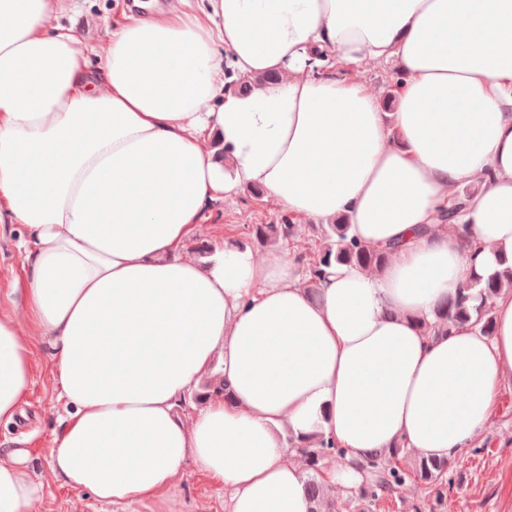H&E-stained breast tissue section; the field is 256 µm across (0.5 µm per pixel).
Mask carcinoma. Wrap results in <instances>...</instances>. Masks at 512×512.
<instances>
[{
  "instance_id": "1",
  "label": "carcinoma",
  "mask_w": 512,
  "mask_h": 512,
  "mask_svg": "<svg viewBox=\"0 0 512 512\" xmlns=\"http://www.w3.org/2000/svg\"><path fill=\"white\" fill-rule=\"evenodd\" d=\"M276 76L267 73L255 77H237L229 87L239 93H247L252 88L273 81ZM296 224L284 214L275 224H252L248 227L251 241L260 245L283 243L295 235ZM387 260V252L369 248L349 236V223L340 218L322 229L321 239L313 260L308 264V292L318 294L317 284L325 270L334 264L348 265L360 270H378ZM512 290V265L508 264L487 276H474L464 284L459 292L446 298L438 306L434 321H418L419 327L426 333L435 335L450 330L459 323L477 326L484 334L493 332L491 298L502 289ZM222 394L230 398L220 374H211L201 383L200 391L194 393L192 400L202 403L213 395ZM291 449L305 459L309 475L306 480L307 493L314 504L311 512H335V503L327 497L322 476V462L342 451L324 437L288 436ZM450 462L430 457L409 458L408 452L401 445H396L388 452H376L372 455L365 480L358 489V512H372L373 505L383 498L390 497L406 482L415 477L427 488L436 490L448 473Z\"/></svg>"
}]
</instances>
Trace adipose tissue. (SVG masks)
<instances>
[{"label":"adipose tissue","instance_id":"obj_1","mask_svg":"<svg viewBox=\"0 0 512 512\" xmlns=\"http://www.w3.org/2000/svg\"><path fill=\"white\" fill-rule=\"evenodd\" d=\"M185 2L89 49L55 22L69 0H0V235L27 260L0 286L54 356L53 473L124 504L192 465L228 512H311L284 431L342 448L325 482L345 495L369 451L453 459L512 380V291L489 336L415 321L512 260V0ZM366 60L396 61L394 111L348 76ZM230 71L277 79L240 95ZM469 184L457 224H439ZM246 185L297 223L347 216L386 266L329 268L315 300L276 253L228 244L202 268L185 243ZM214 365L231 402L178 414ZM31 385L27 334L0 312V421ZM42 493L0 459V512Z\"/></svg>","mask_w":512,"mask_h":512}]
</instances>
